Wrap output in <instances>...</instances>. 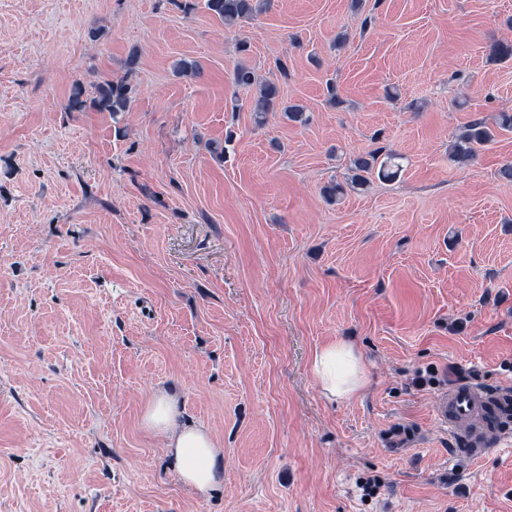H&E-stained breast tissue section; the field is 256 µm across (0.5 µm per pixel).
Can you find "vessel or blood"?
I'll return each mask as SVG.
<instances>
[{"mask_svg":"<svg viewBox=\"0 0 512 512\" xmlns=\"http://www.w3.org/2000/svg\"><path fill=\"white\" fill-rule=\"evenodd\" d=\"M505 405L503 394L463 380L436 393L432 415L449 435L459 440L464 454L477 459L490 444L488 425H498L499 441L512 439V430L500 424Z\"/></svg>","mask_w":512,"mask_h":512,"instance_id":"1","label":"vessel or blood"}]
</instances>
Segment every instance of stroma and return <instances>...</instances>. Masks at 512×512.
I'll return each mask as SVG.
<instances>
[{
    "instance_id": "1",
    "label": "stroma",
    "mask_w": 512,
    "mask_h": 512,
    "mask_svg": "<svg viewBox=\"0 0 512 512\" xmlns=\"http://www.w3.org/2000/svg\"><path fill=\"white\" fill-rule=\"evenodd\" d=\"M183 2L0 0V512H512V443L456 455L431 414L512 391V131L448 158L512 113V0ZM240 62L308 123H257ZM104 75L129 112L68 111ZM381 145L399 176L348 187ZM338 339L366 382L333 402ZM160 389L222 448L207 494L142 425ZM264 5L263 0H205L206 9L223 21L226 28L236 27L260 12ZM494 136V130L487 125L486 121L476 117L467 124L465 131L450 144L449 158L460 167L467 166L474 161L478 146L491 141ZM312 372L329 400L348 399L365 385V372L355 347L336 340L317 349L312 359Z\"/></svg>"
}]
</instances>
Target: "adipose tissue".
Returning a JSON list of instances; mask_svg holds the SVG:
<instances>
[{
  "instance_id": "1",
  "label": "adipose tissue",
  "mask_w": 512,
  "mask_h": 512,
  "mask_svg": "<svg viewBox=\"0 0 512 512\" xmlns=\"http://www.w3.org/2000/svg\"><path fill=\"white\" fill-rule=\"evenodd\" d=\"M312 372L328 399H347L365 385V372L354 346L336 340L317 349ZM180 402L176 395L160 390L148 400L143 412L147 429L168 435V454L178 477L199 493L212 489L220 478V448L204 425L180 424Z\"/></svg>"
}]
</instances>
